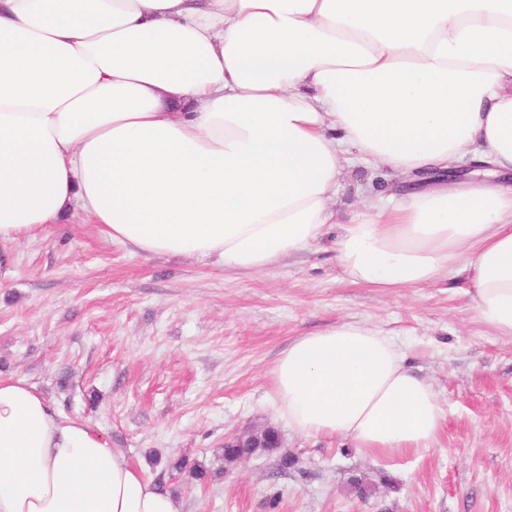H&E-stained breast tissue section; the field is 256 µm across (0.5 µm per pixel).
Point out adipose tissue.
I'll return each mask as SVG.
<instances>
[{
	"label": "adipose tissue",
	"mask_w": 512,
	"mask_h": 512,
	"mask_svg": "<svg viewBox=\"0 0 512 512\" xmlns=\"http://www.w3.org/2000/svg\"><path fill=\"white\" fill-rule=\"evenodd\" d=\"M486 170L429 181L468 157ZM413 187L339 224L353 158ZM512 0H0V241L81 213L112 243L242 275L338 225L379 291L468 273L512 337ZM277 411L364 452L429 448L433 385L380 330L297 337ZM90 423L0 378V512H181Z\"/></svg>",
	"instance_id": "obj_1"
}]
</instances>
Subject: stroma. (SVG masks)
I'll return each mask as SVG.
<instances>
[{"mask_svg": "<svg viewBox=\"0 0 512 512\" xmlns=\"http://www.w3.org/2000/svg\"><path fill=\"white\" fill-rule=\"evenodd\" d=\"M403 182L381 165L356 168L333 208L349 221ZM335 239L328 231L251 276L134 253L81 214L0 242V376L92 424L183 512H512V338L474 319L466 275L381 293L343 277ZM347 322L388 335L433 384L447 419L432 447L371 456L278 417L279 352ZM267 426L282 452L225 463V435ZM284 452L296 460L286 470ZM173 458L202 466L205 479L169 469ZM355 477L375 494L359 498Z\"/></svg>", "mask_w": 512, "mask_h": 512, "instance_id": "35a3bbf8", "label": "stroma"}]
</instances>
